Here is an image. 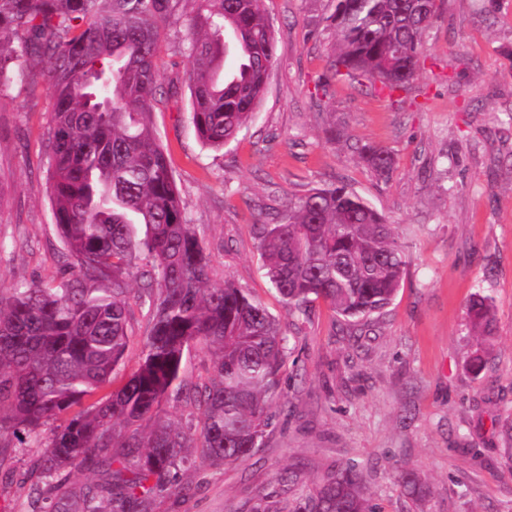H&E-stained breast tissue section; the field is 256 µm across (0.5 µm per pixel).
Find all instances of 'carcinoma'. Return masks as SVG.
<instances>
[{
  "instance_id": "carcinoma-1",
  "label": "carcinoma",
  "mask_w": 512,
  "mask_h": 512,
  "mask_svg": "<svg viewBox=\"0 0 512 512\" xmlns=\"http://www.w3.org/2000/svg\"><path fill=\"white\" fill-rule=\"evenodd\" d=\"M261 0H0V86L24 55L44 63L54 90L48 180L57 232L78 274L0 288V439L43 443L26 512H153L192 463L237 465L261 447L269 399L287 358L277 320L230 280L211 279L153 130L162 33L182 24L192 67L191 116L203 144L221 148L252 119L276 63ZM333 60L315 83L378 82L408 90L423 69L422 37L437 0H333ZM234 56L226 65L228 55ZM379 175L393 155L365 146ZM266 276L288 313L327 302L347 323L381 314L406 274L395 225L347 185L288 201L275 224L255 225ZM137 290L130 288L135 277ZM152 327L135 371L119 376L130 301ZM492 305L470 302L472 328L491 335ZM212 351L209 377L190 383V348ZM175 395L200 417L165 421ZM71 415L41 438L51 419ZM104 480L63 489L73 471ZM288 512H380L350 463Z\"/></svg>"
}]
</instances>
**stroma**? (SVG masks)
Returning <instances> with one entry per match:
<instances>
[{
	"instance_id": "35a3bbf8",
	"label": "stroma",
	"mask_w": 512,
	"mask_h": 512,
	"mask_svg": "<svg viewBox=\"0 0 512 512\" xmlns=\"http://www.w3.org/2000/svg\"><path fill=\"white\" fill-rule=\"evenodd\" d=\"M277 61L254 120L224 149L199 140L185 84L187 40L169 25L158 58L154 126L211 278L231 280L279 321L290 354L264 444L245 462L201 458L186 489L154 512H252L287 501L356 462L381 512H512L500 426L512 415V0H443L423 38L425 68L404 102L346 80L314 95L336 44L332 0H262ZM52 90L21 62L0 97V284L70 277L48 183ZM335 128V139L326 131ZM393 154L389 176L360 157ZM345 183L407 246L404 282L384 313L345 325L315 302L289 315L257 250L254 225L289 197ZM491 298L493 330L473 336L468 305ZM482 357L481 372L470 362ZM39 447H0V512H25ZM414 474L409 495L402 474Z\"/></svg>"
}]
</instances>
